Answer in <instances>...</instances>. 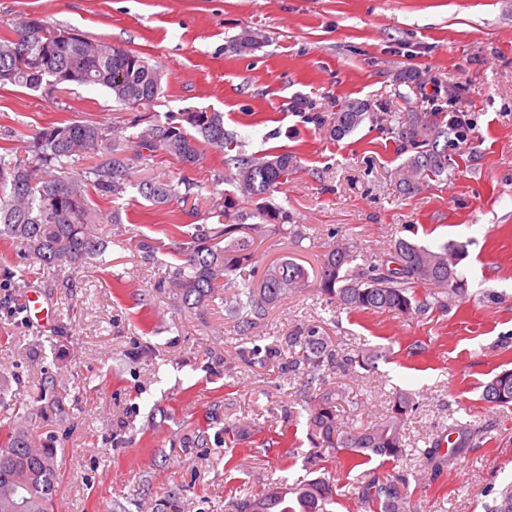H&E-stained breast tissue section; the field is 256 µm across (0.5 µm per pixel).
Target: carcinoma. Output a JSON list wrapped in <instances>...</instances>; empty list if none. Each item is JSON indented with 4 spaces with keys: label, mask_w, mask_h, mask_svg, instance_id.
I'll return each mask as SVG.
<instances>
[{
    "label": "carcinoma",
    "mask_w": 512,
    "mask_h": 512,
    "mask_svg": "<svg viewBox=\"0 0 512 512\" xmlns=\"http://www.w3.org/2000/svg\"><path fill=\"white\" fill-rule=\"evenodd\" d=\"M38 22L48 36L30 35ZM55 27L40 18L27 17L0 33V69L15 68L12 86L37 91L46 86L58 92L60 76L75 73L78 85L106 90L115 101L137 110L127 122L109 126L98 121L61 120L17 138V144L0 153V238L6 237L25 248L48 268L75 266L101 253L97 215L88 196L117 200L134 188L152 207H163L174 197L196 195L203 184L183 176L174 183L151 177L134 182L132 169L139 163L164 154L186 167L196 165L205 145L224 158V180L232 182L242 198L261 202L256 212H242L236 223H224L233 208L226 198L213 205L215 224H196L187 242L179 247L178 263L170 274L171 292L180 306L194 310L219 299L224 302V319L244 336L263 320L270 307L304 288L309 273L302 265L284 260L267 268L260 286H253L244 268L256 242L273 230L287 231L288 212L271 202L273 192L296 170L292 155L265 153L247 155L239 150L233 134L224 129V115L208 109L161 116L151 112L162 94V73L140 54L78 33L60 47L51 39ZM234 52L251 53L260 48L248 34L231 41ZM366 113L346 105L330 119L316 117L319 125L330 126L329 134L340 137L354 131ZM455 127L446 112H408L399 117L397 137L400 151L407 154L399 166V189L413 193L420 184L442 176L448 168L445 148ZM105 159L79 175L67 169L68 159ZM258 217L261 224L247 220ZM465 246L450 240L429 248L408 238L392 245L380 263L364 269L353 267L354 256L343 247L329 249L316 276L318 290L346 309L391 312L401 316L420 314L447 299H464L467 288L458 275ZM430 285L441 290L434 301L419 297L416 288ZM288 347L299 348L288 362V371L301 375L304 388L316 391L325 384L327 373L340 367L370 366L367 359L347 357L332 348L325 336L311 328L305 336L288 338ZM492 406H512V369L498 373L483 390ZM337 393L323 392L314 399L307 414V438L316 448H327L354 468L380 457L398 459L405 453L404 426L414 411L408 391L392 398L387 415L362 428L344 426L338 418ZM463 440L453 444L451 454L461 455L481 438V430L458 425ZM56 449L34 445L26 419L0 430V512H14L12 502L20 494L27 504L24 512H51L57 496ZM409 477L394 480L374 477L363 487V496L377 512H409L402 488ZM337 486L324 476L295 484H274L256 494L239 496L228 503L229 512H334ZM485 512H512V483L504 485Z\"/></svg>",
    "instance_id": "obj_1"
}]
</instances>
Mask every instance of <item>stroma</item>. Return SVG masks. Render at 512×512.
Listing matches in <instances>:
<instances>
[{
  "label": "stroma",
  "mask_w": 512,
  "mask_h": 512,
  "mask_svg": "<svg viewBox=\"0 0 512 512\" xmlns=\"http://www.w3.org/2000/svg\"><path fill=\"white\" fill-rule=\"evenodd\" d=\"M27 14L137 51L164 73L157 112L212 107L246 154L288 152L297 170L273 193L289 236L256 242L247 271L260 280L291 259L319 269L332 245L356 265L378 263L408 235L466 246L467 297L409 317L340 309L315 286L275 304L241 336L214 301L187 311L168 282L172 252L206 223L212 192L235 197L221 155L204 149L191 172L200 196L149 206L137 193L90 196L104 252L83 267L46 268L0 240V426L27 410L36 444L57 450V512H224L232 497L322 475L336 512H373L366 475L405 473L412 512H482L512 482V406L492 407L485 385L512 368V0H0V25ZM263 41L236 54L243 33ZM413 79H405V72ZM349 103L367 117L330 138L316 116ZM401 112L462 113L466 140L448 143V173L410 195L396 171ZM127 108L80 85L45 96L0 89V147L66 118L124 122ZM304 233L296 243L295 233ZM155 239L154 258L135 247ZM40 291L53 319L27 317ZM316 329L340 353L369 351L372 370L330 371L344 424L380 420L396 391L413 395L406 453L347 470L306 435L311 404L289 372L287 339ZM470 423L483 439L432 470V441Z\"/></svg>",
  "instance_id": "stroma-1"
}]
</instances>
